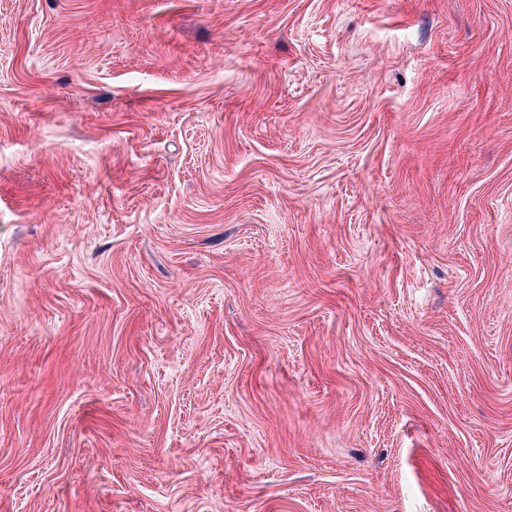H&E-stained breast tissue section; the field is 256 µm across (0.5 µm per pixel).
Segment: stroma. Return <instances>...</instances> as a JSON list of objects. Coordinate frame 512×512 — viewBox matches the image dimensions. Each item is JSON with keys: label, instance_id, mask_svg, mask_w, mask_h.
<instances>
[{"label": "stroma", "instance_id": "stroma-1", "mask_svg": "<svg viewBox=\"0 0 512 512\" xmlns=\"http://www.w3.org/2000/svg\"><path fill=\"white\" fill-rule=\"evenodd\" d=\"M0 512H512V0H0Z\"/></svg>", "mask_w": 512, "mask_h": 512}]
</instances>
